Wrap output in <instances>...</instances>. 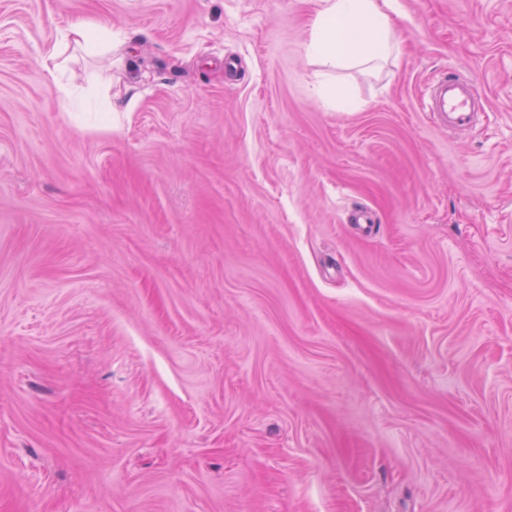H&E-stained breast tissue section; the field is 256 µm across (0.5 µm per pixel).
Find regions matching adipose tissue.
<instances>
[{
  "mask_svg": "<svg viewBox=\"0 0 512 512\" xmlns=\"http://www.w3.org/2000/svg\"><path fill=\"white\" fill-rule=\"evenodd\" d=\"M385 0H320L304 44L307 57L330 65L374 67L397 53ZM111 41L112 28L81 19L68 24L60 41L43 49L40 64L50 80H57L58 59L68 44L94 46Z\"/></svg>",
  "mask_w": 512,
  "mask_h": 512,
  "instance_id": "obj_1",
  "label": "adipose tissue"
}]
</instances>
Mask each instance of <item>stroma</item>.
Segmentation results:
<instances>
[{
	"label": "stroma",
	"mask_w": 512,
	"mask_h": 512,
	"mask_svg": "<svg viewBox=\"0 0 512 512\" xmlns=\"http://www.w3.org/2000/svg\"><path fill=\"white\" fill-rule=\"evenodd\" d=\"M319 5L0 0V512H512V0H390L352 111ZM93 34H98L99 42L104 40L109 51L112 52V25L108 26L100 21L77 20L64 28L61 32L60 41L58 40L52 45L45 47L41 52L40 64L46 76L54 82L59 81V64L57 60L63 48L68 46L70 42L83 47H94L97 39H93ZM317 93L328 105H342L345 107H355L356 103L350 96L348 90L334 82V78L329 74L323 73L317 87ZM483 109L484 100L475 84L459 77L438 80L423 101L424 112H431L440 126L454 133L471 127Z\"/></svg>",
	"instance_id": "35a3bbf8"
}]
</instances>
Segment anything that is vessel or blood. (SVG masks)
Returning <instances> with one entry per match:
<instances>
[{
  "mask_svg": "<svg viewBox=\"0 0 512 512\" xmlns=\"http://www.w3.org/2000/svg\"><path fill=\"white\" fill-rule=\"evenodd\" d=\"M484 108V100L475 84L467 79L448 77L438 80L423 101L437 123L459 133L471 127Z\"/></svg>",
  "mask_w": 512,
  "mask_h": 512,
  "instance_id": "vessel-or-blood-1",
  "label": "vessel or blood"
}]
</instances>
